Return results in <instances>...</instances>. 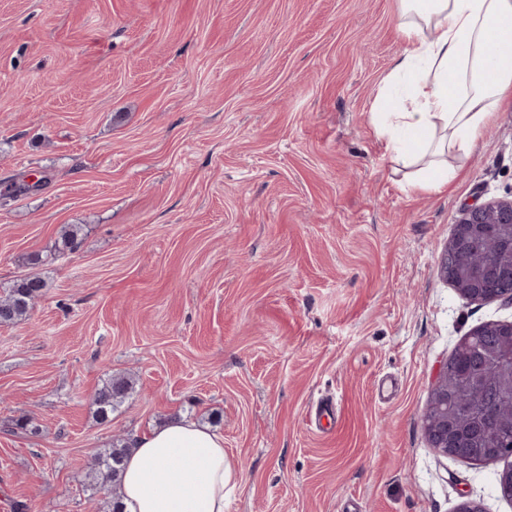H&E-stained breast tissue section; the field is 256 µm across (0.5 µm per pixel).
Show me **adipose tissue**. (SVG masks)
I'll return each mask as SVG.
<instances>
[{
    "label": "adipose tissue",
    "instance_id": "1",
    "mask_svg": "<svg viewBox=\"0 0 512 512\" xmlns=\"http://www.w3.org/2000/svg\"><path fill=\"white\" fill-rule=\"evenodd\" d=\"M407 44L381 89L376 133L409 168L408 187L437 192L455 171L452 156L475 149L500 108L512 102V0H399ZM239 471L210 426L173 419L136 438L120 475L123 512H225Z\"/></svg>",
    "mask_w": 512,
    "mask_h": 512
}]
</instances>
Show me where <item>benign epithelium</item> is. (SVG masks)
<instances>
[{
	"label": "benign epithelium",
	"mask_w": 512,
	"mask_h": 512,
	"mask_svg": "<svg viewBox=\"0 0 512 512\" xmlns=\"http://www.w3.org/2000/svg\"><path fill=\"white\" fill-rule=\"evenodd\" d=\"M489 224L507 225L512 228V198L474 202L462 209L455 231L439 261L440 273L447 282L458 279L457 269L448 266V256L460 249L482 246L487 237L486 229ZM459 292L472 301L498 299L506 304H512L511 290L494 298L489 294L487 283L481 277L472 281L469 287L459 289ZM480 330L495 333L502 337V341L497 347L482 354L470 368L463 383L470 392L478 393L486 387L488 372L492 371L500 381L497 400L512 398V321L488 322L481 326ZM454 380V373L448 365H443L430 394L423 417V428L430 448L441 455L459 458L475 454L476 449L467 446L453 413L448 411V390Z\"/></svg>",
	"instance_id": "1"
}]
</instances>
